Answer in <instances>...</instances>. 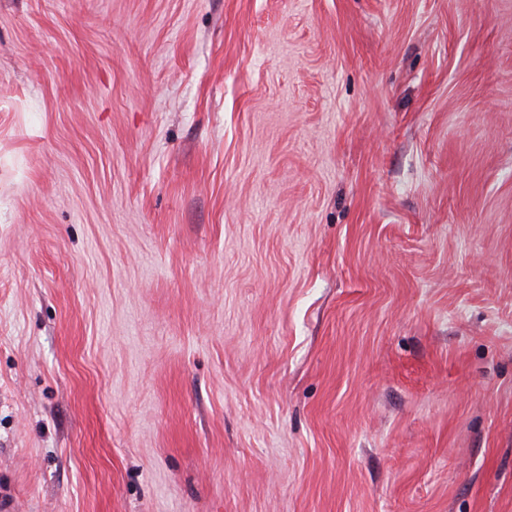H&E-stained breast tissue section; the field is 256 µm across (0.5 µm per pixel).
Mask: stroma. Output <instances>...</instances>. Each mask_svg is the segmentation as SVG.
<instances>
[{"mask_svg": "<svg viewBox=\"0 0 512 512\" xmlns=\"http://www.w3.org/2000/svg\"><path fill=\"white\" fill-rule=\"evenodd\" d=\"M0 512H512V0H0Z\"/></svg>", "mask_w": 512, "mask_h": 512, "instance_id": "1", "label": "stroma"}]
</instances>
